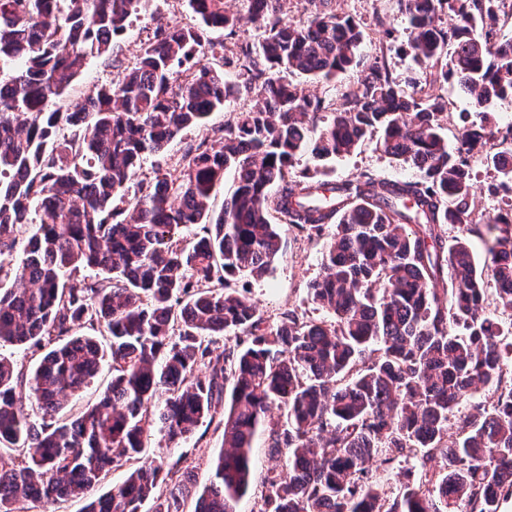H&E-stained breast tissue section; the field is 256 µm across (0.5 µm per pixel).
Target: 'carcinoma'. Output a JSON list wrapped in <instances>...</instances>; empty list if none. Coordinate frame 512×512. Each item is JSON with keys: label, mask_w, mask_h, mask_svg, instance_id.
Returning a JSON list of instances; mask_svg holds the SVG:
<instances>
[{"label": "carcinoma", "mask_w": 512, "mask_h": 512, "mask_svg": "<svg viewBox=\"0 0 512 512\" xmlns=\"http://www.w3.org/2000/svg\"><path fill=\"white\" fill-rule=\"evenodd\" d=\"M147 2L0 0V281L13 279L0 288V346L45 349L27 377L0 357V449H25L18 463L0 455V512L82 497L115 463L131 464L128 476L83 512H140L148 499L152 512H184L192 482L181 459L140 455L152 427L176 445L205 422L223 427L224 448L193 512H236L261 435L284 459L262 480L259 512H501L512 503V321L492 317L484 294L493 281L497 307L512 312V210L473 221L468 163L486 149L496 188L512 193V126L488 146L491 107L512 99V35L493 37L498 0H398L415 61L482 114L453 149L444 98L401 89L383 64L316 125L323 102L283 74L335 79L356 62L362 30L334 0H309L300 25L282 22L280 0H243L262 31L238 57L257 103L218 130L220 149L188 148L181 175L139 189L118 220L112 201L143 161L235 94L207 66L176 77L206 30L239 23L224 0H189L201 25L158 29L112 84L74 110L56 107L90 59L116 62L113 39ZM443 4L456 18L446 28L436 23ZM12 58L24 66L7 69ZM375 135L418 177L362 173L334 184L328 201L324 183L289 178L303 154L341 157ZM228 170L235 188L214 217L211 191ZM279 224L331 230L309 296L333 320L288 310L264 328L235 288L239 275L268 272ZM447 224L463 228L450 244ZM472 236L488 245L489 265ZM81 267L96 275L67 285ZM99 328L106 347L83 333ZM106 363L102 397L62 416ZM481 386L494 387L491 401L473 400ZM274 407L284 424L266 423ZM418 455L423 476L390 497L376 472ZM438 456L449 458L444 470L427 469ZM164 470L174 481L158 493Z\"/></svg>", "instance_id": "cac0c4a2"}]
</instances>
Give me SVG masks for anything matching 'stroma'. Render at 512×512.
I'll use <instances>...</instances> for the list:
<instances>
[{"instance_id":"stroma-1","label":"stroma","mask_w":512,"mask_h":512,"mask_svg":"<svg viewBox=\"0 0 512 512\" xmlns=\"http://www.w3.org/2000/svg\"><path fill=\"white\" fill-rule=\"evenodd\" d=\"M224 4L228 11L242 16L234 33L207 31L204 45L191 50L188 63L192 66L205 64L223 72L226 78L239 85V94L226 103L223 111L211 114L206 124L183 130L164 152L147 157L135 174L134 183L149 185L163 176L179 177L182 157L188 146L202 142L218 145L219 128L233 120L237 112L255 104L256 92L250 89L249 77L239 68L237 57L240 44L258 41L260 32L245 20L243 0H224ZM334 5L337 14L352 18L364 34L359 62L330 82L292 75L291 81L301 94L342 106L345 92L378 61L385 62L400 85L434 81V70L417 64L412 58L406 24L397 0H335ZM195 23L188 0H150L146 12L131 18L125 33L118 37V58L126 64L133 62L157 28L192 26ZM438 92L448 101L444 133L449 144L454 145L464 128L480 122L481 116L471 99L455 84H439ZM469 164L473 173L472 207L475 216L481 218L512 210V193L493 192L498 174L484 155L472 153ZM292 172L296 175L306 173L320 181H341L365 172L389 179H411L416 175L415 170L387 155L374 138L365 140L351 154L336 160L319 162L311 155H304ZM277 231L282 242L281 254L263 278H239V290L254 302L268 327L275 326L281 313L288 309L318 320L327 319V312L310 301L308 286L322 273L321 259L331 240L330 234L311 238L286 224L279 225ZM223 445L222 430L212 427L205 434L191 435L178 445L170 444L163 432L155 427L145 444L143 457L149 461L183 458L192 471L193 481L201 486L207 482Z\"/></svg>"}]
</instances>
